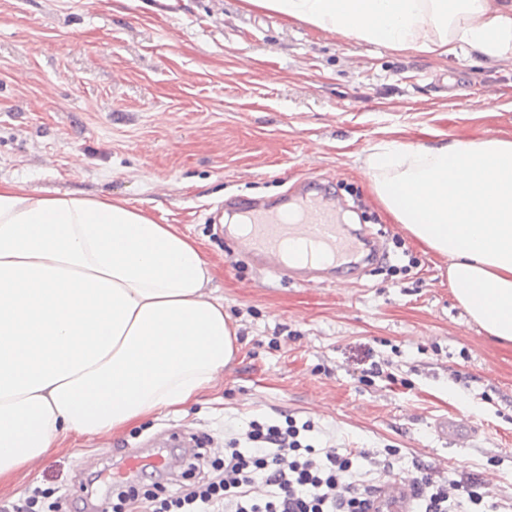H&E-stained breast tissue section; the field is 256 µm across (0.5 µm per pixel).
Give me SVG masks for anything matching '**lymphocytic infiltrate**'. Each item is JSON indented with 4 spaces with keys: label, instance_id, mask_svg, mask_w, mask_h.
Listing matches in <instances>:
<instances>
[{
    "label": "lymphocytic infiltrate",
    "instance_id": "1",
    "mask_svg": "<svg viewBox=\"0 0 512 512\" xmlns=\"http://www.w3.org/2000/svg\"><path fill=\"white\" fill-rule=\"evenodd\" d=\"M312 429L311 422L290 415L281 425L250 421L241 441L212 462L207 478L163 499L152 490L130 488L113 512H124L126 502L138 498L146 501L147 512H374L396 449L373 460L359 448H316L306 441ZM361 459L370 462V478L340 485L339 473ZM463 500L475 512L482 506L479 482L462 485L457 499L428 472L411 487L412 512H457Z\"/></svg>",
    "mask_w": 512,
    "mask_h": 512
}]
</instances>
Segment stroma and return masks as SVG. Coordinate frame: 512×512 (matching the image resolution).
Listing matches in <instances>:
<instances>
[{"label": "stroma", "mask_w": 512, "mask_h": 512, "mask_svg": "<svg viewBox=\"0 0 512 512\" xmlns=\"http://www.w3.org/2000/svg\"><path fill=\"white\" fill-rule=\"evenodd\" d=\"M479 85L496 100L468 101ZM484 137L512 140V60L392 52L242 0H0V180L124 199L176 225L213 264L240 341L199 402L51 450L0 490V507L37 490L112 512L137 482L112 481L129 453L171 431L203 438L189 476H155L167 495L223 457L229 429L288 412L313 423L312 441L397 449L393 483L413 484L425 466L474 477L485 512H512V343L469 322L447 261L393 220L363 174L383 139ZM310 177L347 205L344 223L380 234L386 266L285 283L214 221L224 200L272 202ZM374 363L380 376L365 378ZM443 421L458 442L440 435Z\"/></svg>", "instance_id": "stroma-1"}]
</instances>
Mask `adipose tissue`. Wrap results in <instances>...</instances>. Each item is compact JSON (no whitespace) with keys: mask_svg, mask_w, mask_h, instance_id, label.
<instances>
[{"mask_svg":"<svg viewBox=\"0 0 512 512\" xmlns=\"http://www.w3.org/2000/svg\"><path fill=\"white\" fill-rule=\"evenodd\" d=\"M246 2L396 51L512 59V0ZM364 166L473 323L512 342V140H382ZM212 280L195 241L127 201L0 181V483L215 389L240 344Z\"/></svg>","mask_w":512,"mask_h":512,"instance_id":"ef3b65f1","label":"adipose tissue"}]
</instances>
